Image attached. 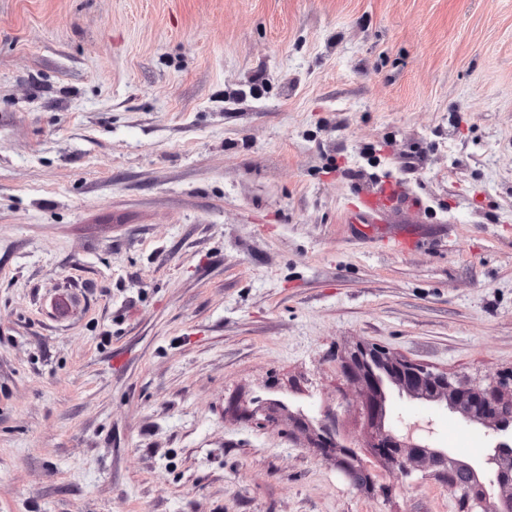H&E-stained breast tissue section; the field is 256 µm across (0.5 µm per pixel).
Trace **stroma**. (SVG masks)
Instances as JSON below:
<instances>
[{"label":"stroma","mask_w":512,"mask_h":512,"mask_svg":"<svg viewBox=\"0 0 512 512\" xmlns=\"http://www.w3.org/2000/svg\"><path fill=\"white\" fill-rule=\"evenodd\" d=\"M362 342L512 371V0H0V512H457L367 448ZM417 203V198L408 194L401 181L390 179L359 198L358 216L364 223L377 224L380 214L384 211L403 205L414 208ZM335 431L336 417H328L322 421L319 425V431L316 433V438L312 443V448H317L320 455L332 454L335 451L337 455L339 452L343 456L340 459V470L354 486H360V484L357 483L354 474L355 470L358 468L352 467L351 462L348 460L351 457V454L347 449H344L346 447L339 445L334 434Z\"/></svg>","instance_id":"stroma-1"}]
</instances>
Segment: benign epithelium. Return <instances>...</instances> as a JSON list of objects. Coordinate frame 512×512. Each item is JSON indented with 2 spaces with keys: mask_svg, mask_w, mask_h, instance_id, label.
<instances>
[{
  "mask_svg": "<svg viewBox=\"0 0 512 512\" xmlns=\"http://www.w3.org/2000/svg\"><path fill=\"white\" fill-rule=\"evenodd\" d=\"M341 370L364 391V413L372 428L368 447L375 457L405 475L420 467L446 475L463 512H512V466L487 475L485 468L478 469L455 459L445 448L431 446L433 427L429 421L413 419L396 426L379 422V415L388 410L385 387L393 386L411 397L428 388L436 401L446 403L452 412L458 403H465L463 416L491 431L496 448L512 452V372L484 388L473 389L460 376L434 371L373 344H364L342 357ZM335 431L336 418L322 421L313 447L322 455L340 453L339 468L355 485L351 454L339 445Z\"/></svg>",
  "mask_w": 512,
  "mask_h": 512,
  "instance_id": "obj_1",
  "label": "benign epithelium"
}]
</instances>
